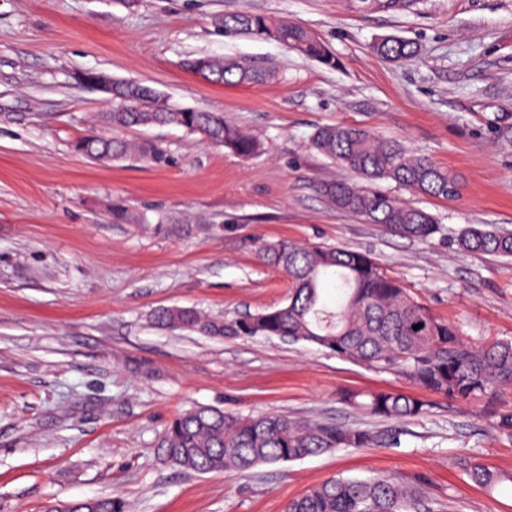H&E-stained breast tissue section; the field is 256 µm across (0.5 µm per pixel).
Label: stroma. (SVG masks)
<instances>
[{
    "mask_svg": "<svg viewBox=\"0 0 512 512\" xmlns=\"http://www.w3.org/2000/svg\"><path fill=\"white\" fill-rule=\"evenodd\" d=\"M260 13L315 33L328 67L267 39L227 35V13ZM417 43L410 60L373 51L386 36ZM223 55L275 71L225 86L186 71ZM93 70L156 89L176 108L221 112L261 142L239 157L164 126L127 130L170 162L94 163L74 141L112 97L81 86ZM358 125L402 141L456 173L442 200L383 183L442 224L428 241L336 210L316 185L355 181L311 146L322 126ZM512 0H416L406 11L346 9L340 0H0V512H46L89 498L124 512H284L336 476L423 479L433 512H512V484L470 481L458 457L512 472V439L493 403L432 397L402 422L396 448H339L241 474H199L162 455L170 419L209 406L243 416L388 428L345 405L346 391H403L404 378L276 338L221 339L168 330L155 310L180 306L233 320L287 302L290 280L259 257L297 243L370 252L438 317L473 341L512 340V261L449 246L467 224L512 231ZM123 204L145 224L112 223ZM169 217L157 226L158 217Z\"/></svg>",
    "mask_w": 512,
    "mask_h": 512,
    "instance_id": "1",
    "label": "stroma"
}]
</instances>
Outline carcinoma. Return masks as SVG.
Instances as JSON below:
<instances>
[{"label":"carcinoma","mask_w":512,"mask_h":512,"mask_svg":"<svg viewBox=\"0 0 512 512\" xmlns=\"http://www.w3.org/2000/svg\"><path fill=\"white\" fill-rule=\"evenodd\" d=\"M414 0H345L350 8L384 12L401 10ZM226 34L244 33L273 40L302 57L335 65L324 41L307 28L263 14L229 13L215 19ZM374 52L402 62L418 52L415 42L388 37ZM183 66L224 85L261 84L275 77L234 58L189 57ZM113 110L104 116L111 128L176 126L190 134H206L232 153L249 157L260 143L222 112L174 108L153 88L135 81H114ZM311 146L363 183L325 181L318 192L336 209L370 224H380L405 238L427 241L441 233L435 217L381 191L377 184L393 181L415 193L448 199L461 193L457 175L417 155L401 141L370 130L332 125L318 129ZM75 152L98 162L122 160L132 154L158 167L169 163L156 142L132 144L120 137L93 134L72 145ZM117 224H147L145 215L112 209ZM459 249L512 258V233L490 224H467L453 236ZM263 261L291 280L288 302L224 321L195 309L166 307L155 322L167 329L198 332L216 338L277 337L307 343L366 367L398 374L419 390L451 401L492 400L512 386V341L474 342L457 326L432 314L396 278L389 276L367 252L339 247L304 246L288 240L260 248ZM333 279L340 300L328 305L323 285ZM420 325L415 330L413 326ZM343 401L362 412L390 421L419 418L429 402L396 391L346 392ZM397 428L372 430L332 422H313L285 414L239 416L216 407H194L177 413L165 436V459L186 470L205 474L248 472L261 465L293 462L338 448H389L398 443ZM458 468L474 483L492 487L512 482V473L496 470L479 458L462 456ZM77 512H123L110 498L79 502ZM285 512H430L422 485L404 486L387 477H332L289 501Z\"/></svg>","instance_id":"1"}]
</instances>
